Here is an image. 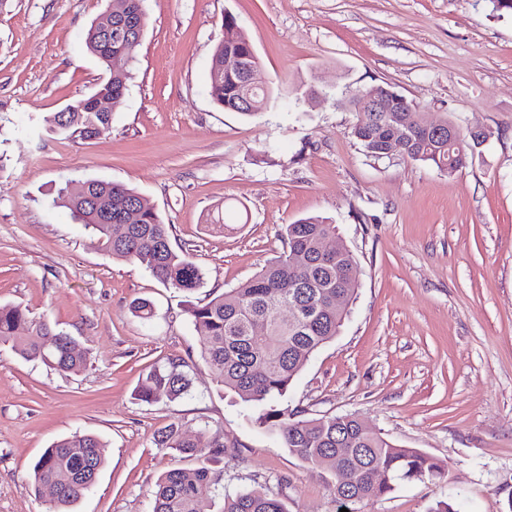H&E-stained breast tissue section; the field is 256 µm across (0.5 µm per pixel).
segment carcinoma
Wrapping results in <instances>:
<instances>
[{"label":"carcinoma","instance_id":"1","mask_svg":"<svg viewBox=\"0 0 512 512\" xmlns=\"http://www.w3.org/2000/svg\"><path fill=\"white\" fill-rule=\"evenodd\" d=\"M144 0H112V19L133 28L146 16ZM87 50L103 66L123 48L120 37L106 39L90 26L85 38ZM259 64L247 36L240 30L232 41H221L214 49L209 72L208 93L220 108L252 116L244 106L264 110L272 96L271 88L248 89L244 67ZM129 71L112 66L100 88L121 96L127 89ZM66 116L56 112L45 119L48 129L71 139L93 140L108 135L112 113L91 111L90 97L68 104ZM409 139L408 158L453 174L471 158L467 146L448 143L422 126L417 112L401 113ZM351 133L367 155L381 158L380 145L386 119L355 113ZM56 203L68 208L75 219L85 224L98 245L116 258L142 268L169 287L194 291L203 284V273L184 251L170 243L168 225L135 190L112 182L86 181L82 192L66 190ZM112 212V223L100 221L102 213ZM139 213L138 222L128 224L120 216ZM336 236V225L320 216L301 218L286 225L285 249L250 279L205 303L192 304L187 313L207 333L201 356L212 370L217 385L241 402L244 409L257 414L259 423L268 426L282 447L301 461L337 471L333 494L338 508L356 512L355 505L380 499L401 483L435 481L444 477L435 460L418 448H405L382 434L362 427L353 414L298 420L288 409L273 403L282 399L308 358L332 340L348 314L336 307V297L351 303L358 289L356 262L347 250L333 254L321 251L322 241ZM300 254L306 263L293 262ZM266 327L263 343L253 341L252 327ZM28 334L18 335L23 325ZM0 346L32 362L74 373L83 368L85 357L75 339L55 330L42 319L29 316L19 306L0 305ZM192 365L180 356L168 358L153 368L136 392V399L155 403L160 396L177 399L189 393ZM156 444L170 448L183 458L217 461L224 456V439L206 440L186 436L172 422L157 433ZM103 444L93 435H73L58 440L46 449L33 468L35 489L51 484L56 497L47 512H67L95 483L93 473L103 467ZM220 499V512H288L276 495L261 490L234 493L219 489L205 465L177 467L167 471L157 484L153 512H196L203 499Z\"/></svg>","mask_w":512,"mask_h":512}]
</instances>
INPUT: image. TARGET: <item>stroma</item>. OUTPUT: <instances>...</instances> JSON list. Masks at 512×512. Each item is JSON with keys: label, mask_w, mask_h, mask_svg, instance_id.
<instances>
[{"label": "stroma", "mask_w": 512, "mask_h": 512, "mask_svg": "<svg viewBox=\"0 0 512 512\" xmlns=\"http://www.w3.org/2000/svg\"><path fill=\"white\" fill-rule=\"evenodd\" d=\"M111 0L0 5V304L74 337L85 367L62 373L0 348V512H46L32 467L53 442L99 436L105 464L71 512H152L177 466L155 445L171 422L224 439L212 464L230 490L263 489L288 512H336L335 479L244 416L202 359L189 303L251 278L283 250L287 224L322 216L356 264L339 334L307 361L282 406L297 418L356 415L440 465L357 512H430L456 492L460 512L512 501V15L490 0H145L112 131L93 141L50 132L45 116L105 77L84 46ZM232 14L275 89L261 113L218 108L207 92ZM305 85L313 98L294 100ZM391 86L425 121L481 127L489 139L455 174L369 157L353 113L327 90ZM124 184L170 226L205 274L187 294L102 251L59 189ZM146 299L144 321L131 306ZM194 364L183 398L135 392L167 358Z\"/></svg>", "instance_id": "35a3bbf8"}]
</instances>
